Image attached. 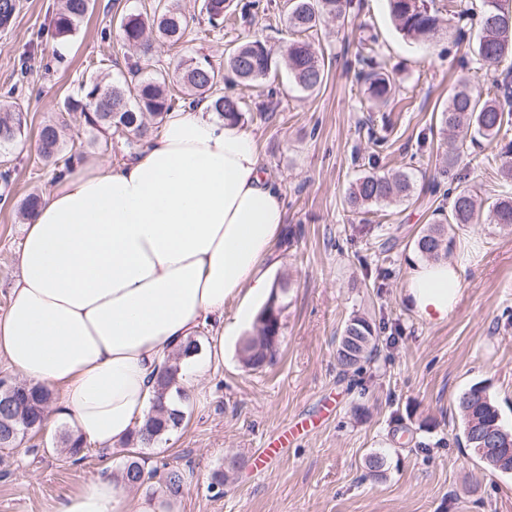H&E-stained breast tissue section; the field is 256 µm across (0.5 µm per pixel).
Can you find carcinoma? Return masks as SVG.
Returning <instances> with one entry per match:
<instances>
[{"label": "carcinoma", "mask_w": 512, "mask_h": 512, "mask_svg": "<svg viewBox=\"0 0 512 512\" xmlns=\"http://www.w3.org/2000/svg\"><path fill=\"white\" fill-rule=\"evenodd\" d=\"M227 0H203L201 11L214 28L224 24ZM391 18L399 34L408 39L429 43L441 29L440 19L427 6V0H388ZM352 0H291L288 21L298 38L286 47L288 71L295 82L305 91L318 90L325 80V63L308 34L328 18L345 23L349 18ZM92 7L91 0H63L62 9L53 18L52 37L65 39L76 31ZM121 40L124 45L139 51L144 59H150L153 42L147 31L171 43L179 42L185 33V21L174 3L155 4L151 12L143 15L126 14L118 19ZM473 52L482 62L486 72L492 73L506 58L512 57V0H483L479 15L478 33ZM271 57L262 41L247 40L237 45L228 54L225 71L216 69L206 57H189L178 63L174 73L156 70L149 78L140 77L141 67L133 65L131 79L122 84L105 81L98 75H91L81 81L79 95L65 100L63 108L78 111L91 130L107 133L111 130L126 135L125 145L134 149L140 141L153 131L152 120L162 117L175 108H186L209 99L212 109L219 118L238 121L242 119L245 105L243 98L222 91L226 81L251 85L267 75ZM367 86L369 98L379 104H387L392 96V83L382 71L371 68L360 73ZM512 100V84L507 80L493 78L482 88L469 77L457 80V86L448 96L447 106L440 112L439 121L444 131H461L472 135V140L482 138L494 140L503 127L512 123V112L504 103ZM26 113L16 101L0 100V151H9L20 145L27 134ZM64 126L48 121L39 129L37 149L45 162L57 163L66 150ZM499 173L503 188L488 207V218L492 224L512 226V157L501 160ZM414 183L408 173L393 174L369 172L358 178L348 189L346 201L359 212L378 204H397L413 196ZM480 210L476 197L467 187L458 189L452 199L448 215L424 228L416 247L425 257L438 261L447 257L450 239L448 228L456 225L477 224ZM285 309L282 297L271 296L256 316L253 330L259 336L267 337L260 346L247 339L242 347L244 364L259 370L270 363L276 351L284 324L282 313ZM343 335L354 337L349 348L338 345L336 365L343 373L352 368L361 369L369 363L376 349L377 336L373 326L365 319L354 317L346 324ZM178 368L166 370L158 381L161 399L171 388H176V400L172 406L159 403L148 412L144 425L132 435V441L140 446L158 442L164 436L178 430L184 423L185 413L180 407L185 391L178 386ZM16 400L13 415L19 420L12 421L18 435L41 429L46 419L50 393L41 386L14 383ZM457 408L469 427L475 420L490 427L499 428L495 422L499 411L482 388H470L457 398ZM145 472L144 465L130 457L120 471V481L125 486H136ZM164 491L176 495L187 480L185 471L162 466L149 472Z\"/></svg>", "instance_id": "carcinoma-1"}]
</instances>
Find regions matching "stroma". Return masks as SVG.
I'll return each mask as SVG.
<instances>
[{"label": "stroma", "instance_id": "35a3bbf8", "mask_svg": "<svg viewBox=\"0 0 512 512\" xmlns=\"http://www.w3.org/2000/svg\"><path fill=\"white\" fill-rule=\"evenodd\" d=\"M153 0H94V8L64 45L51 38L59 0H19L0 29V94L18 88L29 135L23 147L0 153V316L18 275L15 254L24 235L20 203L48 193L57 165L43 162L37 132L64 117L69 143L85 158H122V134L93 144L77 112H63L82 79L120 75L139 54L124 46L115 18L149 10ZM189 27L182 43L154 46V67L175 69L187 56L215 65L240 41L261 40L272 58L261 88L239 85L243 122L257 135L269 179L285 194L288 218L272 280H287L283 335L272 365L245 368L241 337L224 341V361L187 386L184 426L139 447L147 466L166 462L189 475L175 495L178 512H512V474L493 470L463 435L456 399L478 385L512 431V227L482 221L451 233L449 264L460 288L446 319L432 324L403 297L414 241L449 209L451 197L430 194L439 157L450 141L438 122L461 75L483 81L469 53L472 30H441L430 46L399 35L386 0H352L349 21L323 20L312 39L325 59L320 90H300L288 77L284 50L295 38L288 0H228L230 19L212 28L201 0H178ZM372 55L397 92L387 107L369 101L359 78ZM270 113L261 121L260 113ZM512 128L494 142L469 145L448 174L482 204L496 195L498 156ZM407 171L415 200L359 214L346 202L359 175ZM367 319L379 339L359 373H340L336 348L352 317ZM314 420L267 470L252 466L266 439L301 420ZM67 425L47 414L42 429L0 454V512H56L67 495L100 472H119L127 448H85L72 463L60 451ZM383 457L380 472L367 459ZM223 486H213L215 471Z\"/></svg>", "mask_w": 512, "mask_h": 512}]
</instances>
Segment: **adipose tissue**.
Segmentation results:
<instances>
[{"label": "adipose tissue", "mask_w": 512, "mask_h": 512, "mask_svg": "<svg viewBox=\"0 0 512 512\" xmlns=\"http://www.w3.org/2000/svg\"><path fill=\"white\" fill-rule=\"evenodd\" d=\"M287 220L251 128L209 102L167 112L120 161L90 159L60 176L27 220L20 274L0 317V353L28 382L57 390L55 413L102 451L141 427L172 354L203 327L205 355L183 358L188 384L224 357V312L267 299V263ZM460 284L445 262L410 264L404 298L443 321ZM57 512H175L125 496L112 476L90 479Z\"/></svg>", "instance_id": "1"}]
</instances>
